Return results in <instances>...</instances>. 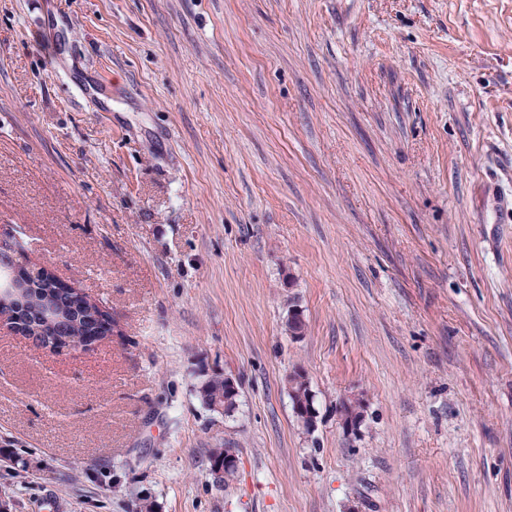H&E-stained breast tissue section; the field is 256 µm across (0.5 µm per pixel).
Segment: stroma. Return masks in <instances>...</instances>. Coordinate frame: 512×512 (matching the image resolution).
<instances>
[{
  "mask_svg": "<svg viewBox=\"0 0 512 512\" xmlns=\"http://www.w3.org/2000/svg\"><path fill=\"white\" fill-rule=\"evenodd\" d=\"M2 224L123 330L0 334L9 512H512V0H0ZM224 391L230 395L237 394L239 390L235 380L230 376L214 375L202 382L197 392L205 406L216 409L224 405V414L229 415L236 409L238 394L226 405L228 398L224 395ZM219 409L223 410V407ZM210 460L212 465H217L224 462L223 467L215 466L212 469V475L214 479H216V482L220 483V479L224 477L225 471H227V476L224 479V484L229 482L235 476L237 470L233 469H236L238 460L236 454L231 449L226 452H224V448L212 449Z\"/></svg>",
  "mask_w": 512,
  "mask_h": 512,
  "instance_id": "35a3bbf8",
  "label": "stroma"
}]
</instances>
